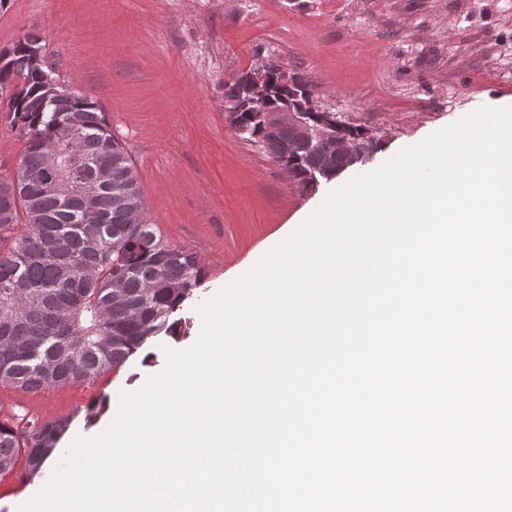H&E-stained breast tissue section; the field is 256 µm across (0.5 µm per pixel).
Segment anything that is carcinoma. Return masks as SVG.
<instances>
[{
    "instance_id": "1",
    "label": "carcinoma",
    "mask_w": 512,
    "mask_h": 512,
    "mask_svg": "<svg viewBox=\"0 0 512 512\" xmlns=\"http://www.w3.org/2000/svg\"><path fill=\"white\" fill-rule=\"evenodd\" d=\"M11 48L0 89L18 88L5 116L26 150L17 173L0 175V384L37 393L91 383L149 339L178 334L170 317L200 283L202 266L147 219L133 162L97 102L72 90L47 97L26 44ZM279 70L267 68L264 99L225 107L230 125L278 162L291 133L284 126L265 136L258 116L288 102ZM291 145L288 175L301 192L307 172L353 166L303 140ZM57 150L80 158L83 171L80 181L49 191L43 179ZM67 429L65 421L19 429L0 419V473L22 455L28 474L40 472Z\"/></svg>"
}]
</instances>
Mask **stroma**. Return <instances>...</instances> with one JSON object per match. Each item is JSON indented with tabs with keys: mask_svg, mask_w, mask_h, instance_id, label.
<instances>
[{
	"mask_svg": "<svg viewBox=\"0 0 512 512\" xmlns=\"http://www.w3.org/2000/svg\"><path fill=\"white\" fill-rule=\"evenodd\" d=\"M42 37L64 88L102 107L130 155L148 218L195 253L204 277L161 337L95 382L25 393L0 385V418L50 410L69 423L59 443L111 422L87 411L139 389L165 348L198 337V303L254 266L327 194L483 105L512 104V0H0V48ZM274 62L305 76L318 105L378 132L383 144L315 192L300 193L266 149L224 111V85ZM54 468L0 474V512H16Z\"/></svg>",
	"mask_w": 512,
	"mask_h": 512,
	"instance_id": "1",
	"label": "stroma"
}]
</instances>
